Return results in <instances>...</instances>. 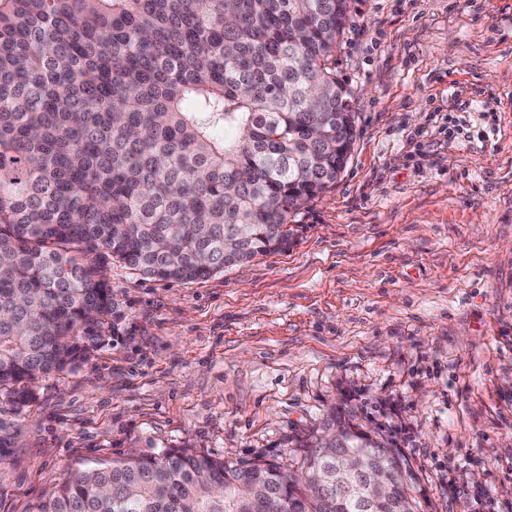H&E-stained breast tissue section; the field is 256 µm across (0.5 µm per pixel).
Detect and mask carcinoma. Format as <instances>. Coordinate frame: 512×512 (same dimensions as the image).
Here are the masks:
<instances>
[{
  "mask_svg": "<svg viewBox=\"0 0 512 512\" xmlns=\"http://www.w3.org/2000/svg\"><path fill=\"white\" fill-rule=\"evenodd\" d=\"M353 0H0V389L88 361L118 319L101 270L205 278L288 246L293 214L336 183L356 138L336 48ZM238 251L224 254V242ZM348 408L294 439L310 475L338 456L414 473ZM363 512L354 486L305 496L274 462L194 448L71 472L38 512Z\"/></svg>",
  "mask_w": 512,
  "mask_h": 512,
  "instance_id": "obj_1",
  "label": "carcinoma"
}]
</instances>
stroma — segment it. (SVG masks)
<instances>
[{"label":"stroma","instance_id":"obj_1","mask_svg":"<svg viewBox=\"0 0 512 512\" xmlns=\"http://www.w3.org/2000/svg\"><path fill=\"white\" fill-rule=\"evenodd\" d=\"M356 139L287 249L191 282L112 263L85 364L0 419V512L70 471L197 448L291 469L332 406L386 427L420 512H512V0H355Z\"/></svg>","mask_w":512,"mask_h":512}]
</instances>
